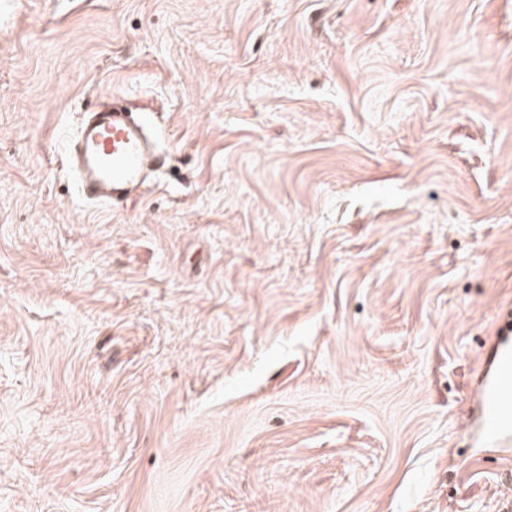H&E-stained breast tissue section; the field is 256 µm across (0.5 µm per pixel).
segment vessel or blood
<instances>
[{"label":"vessel or blood","mask_w":512,"mask_h":512,"mask_svg":"<svg viewBox=\"0 0 512 512\" xmlns=\"http://www.w3.org/2000/svg\"><path fill=\"white\" fill-rule=\"evenodd\" d=\"M65 155L79 196L108 205L131 201L161 159L145 122L114 107L87 110ZM490 361L491 371L475 392L480 438L505 447L512 443V338L498 337Z\"/></svg>","instance_id":"b4317fda"}]
</instances>
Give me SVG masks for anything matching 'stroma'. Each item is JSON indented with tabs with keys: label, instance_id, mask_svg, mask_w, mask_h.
<instances>
[{
	"label": "stroma",
	"instance_id": "stroma-1",
	"mask_svg": "<svg viewBox=\"0 0 512 512\" xmlns=\"http://www.w3.org/2000/svg\"><path fill=\"white\" fill-rule=\"evenodd\" d=\"M511 312L512 0H0V512H498ZM66 148L79 196L92 203L128 202L159 166L158 144L145 122L114 106L89 109ZM491 371L475 391L480 405V440L508 447L512 442V337L497 336Z\"/></svg>",
	"mask_w": 512,
	"mask_h": 512
}]
</instances>
